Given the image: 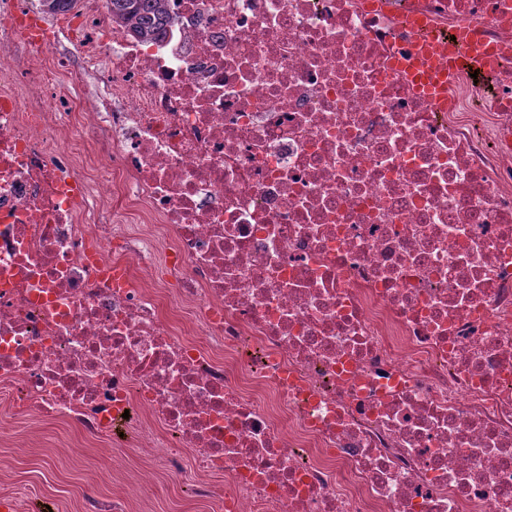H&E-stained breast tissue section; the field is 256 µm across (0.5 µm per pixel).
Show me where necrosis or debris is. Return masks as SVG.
Here are the masks:
<instances>
[{
	"label": "necrosis or debris",
	"instance_id": "4bbe7bcc",
	"mask_svg": "<svg viewBox=\"0 0 512 512\" xmlns=\"http://www.w3.org/2000/svg\"><path fill=\"white\" fill-rule=\"evenodd\" d=\"M0 79V389L225 512H512V0H82ZM488 68L443 100L422 29ZM112 23L138 42L159 40L166 34L164 0H107Z\"/></svg>",
	"mask_w": 512,
	"mask_h": 512
}]
</instances>
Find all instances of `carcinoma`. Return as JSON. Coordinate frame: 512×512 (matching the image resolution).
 Wrapping results in <instances>:
<instances>
[{
  "mask_svg": "<svg viewBox=\"0 0 512 512\" xmlns=\"http://www.w3.org/2000/svg\"><path fill=\"white\" fill-rule=\"evenodd\" d=\"M112 23L138 42L158 40L166 34L168 16L164 0H109Z\"/></svg>",
  "mask_w": 512,
  "mask_h": 512,
  "instance_id": "1",
  "label": "carcinoma"
}]
</instances>
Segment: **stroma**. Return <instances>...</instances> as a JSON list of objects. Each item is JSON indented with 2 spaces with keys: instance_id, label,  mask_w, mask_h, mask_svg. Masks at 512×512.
<instances>
[{
  "instance_id": "35a3bbf8",
  "label": "stroma",
  "mask_w": 512,
  "mask_h": 512,
  "mask_svg": "<svg viewBox=\"0 0 512 512\" xmlns=\"http://www.w3.org/2000/svg\"><path fill=\"white\" fill-rule=\"evenodd\" d=\"M139 481L144 491L130 490ZM206 501L191 486L171 485L162 470L135 451H114L111 442L87 444L77 428L47 425L34 415L19 417L0 438V497L17 503L16 512H87L86 499L125 492L124 512H224V481L215 479Z\"/></svg>"
}]
</instances>
